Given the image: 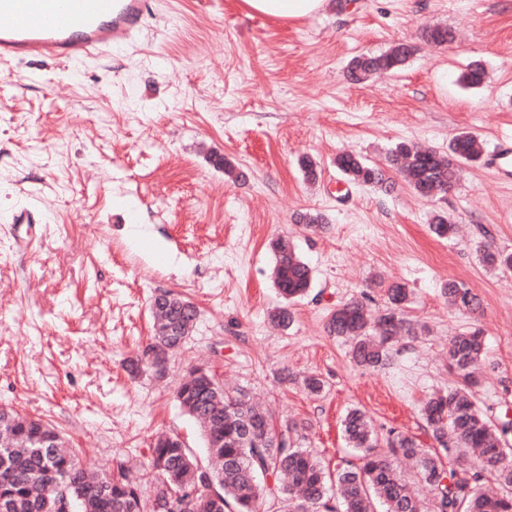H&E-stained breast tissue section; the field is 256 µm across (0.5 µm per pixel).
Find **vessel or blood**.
<instances>
[{"label": "vessel or blood", "mask_w": 512, "mask_h": 512, "mask_svg": "<svg viewBox=\"0 0 512 512\" xmlns=\"http://www.w3.org/2000/svg\"><path fill=\"white\" fill-rule=\"evenodd\" d=\"M146 0H0V61L84 62L133 40Z\"/></svg>", "instance_id": "1"}]
</instances>
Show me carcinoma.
Wrapping results in <instances>:
<instances>
[{
  "instance_id": "cac0c4a2",
  "label": "carcinoma",
  "mask_w": 512,
  "mask_h": 512,
  "mask_svg": "<svg viewBox=\"0 0 512 512\" xmlns=\"http://www.w3.org/2000/svg\"><path fill=\"white\" fill-rule=\"evenodd\" d=\"M422 39L440 46L454 40L446 27H426ZM415 47L398 43L379 55L352 60L348 77L361 83L383 71L401 69ZM482 62H470L459 82L475 87L483 83ZM482 156L477 137L462 131L448 143V155L432 149H415L405 143L392 148L386 165L402 171L413 192L439 200L458 178L457 161ZM336 168L351 182L387 188L389 180L374 163L342 153ZM430 231L444 239L455 232V220L445 211L434 214ZM485 264L512 270V252L488 243L476 246ZM273 279L285 302L302 297L310 288L312 270L287 243L272 242ZM453 307L469 315L480 313L481 303L470 289L455 279L441 286ZM406 288L387 290L384 308L372 311L360 295L343 302L331 314L328 331L349 342L351 360L367 370L386 368L402 352L400 342L417 341L427 326L404 318ZM153 336L146 352L156 360L139 359L131 370L152 369L160 374L169 354L191 335L197 307L191 301L163 293L154 301ZM448 364L459 378L457 385L433 393L420 412L433 441L457 467L448 468L440 456L422 447L414 436L390 429L379 438L367 414L352 408L342 420L348 443L360 453V463L341 459L334 473L325 471L312 451L293 434L304 428L295 421L280 423L263 410L244 387L228 389L209 369L182 383L176 391L184 412L198 424L206 461L176 436H160L151 445L146 473L134 476L119 465L90 481L76 449L50 424L17 411L0 415V512H512V448L508 436L512 421H491L474 400L478 373L493 368L487 363L486 334L474 323L448 337ZM414 464L419 484L431 499L423 503L397 470L394 459Z\"/></svg>"
}]
</instances>
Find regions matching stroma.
I'll list each match as a JSON object with an SVG mask.
<instances>
[{"instance_id": "obj_1", "label": "stroma", "mask_w": 512, "mask_h": 512, "mask_svg": "<svg viewBox=\"0 0 512 512\" xmlns=\"http://www.w3.org/2000/svg\"><path fill=\"white\" fill-rule=\"evenodd\" d=\"M145 21L140 39L83 64H0V405L55 425L93 471L141 469L162 430L202 449L176 389L204 366L304 423L301 444L323 464L349 455L341 419L352 407L428 447L419 405L455 383L447 341L471 321L441 294L454 278L481 302L495 365L477 399L512 416V271L476 250L486 240L512 251V179L489 165L512 148V0H326L288 21L246 16L240 0H147ZM433 25L452 29L451 46L423 41ZM398 42L415 47L403 68L349 80L354 57ZM473 60L486 80L466 88L458 76ZM461 131L482 157L437 202L396 170L386 191L334 165L344 152L383 162L399 142L444 155ZM215 154L243 180L214 167ZM439 209L456 219L452 239L428 229ZM300 212L322 214L326 230L295 223ZM278 237L313 274L285 329L269 318L282 304ZM395 283L430 334L393 367L359 369L329 316L363 292L381 305ZM163 292L194 302L196 325L163 375L131 374ZM286 369L294 381L281 382ZM312 373L321 394L297 382Z\"/></svg>"}]
</instances>
